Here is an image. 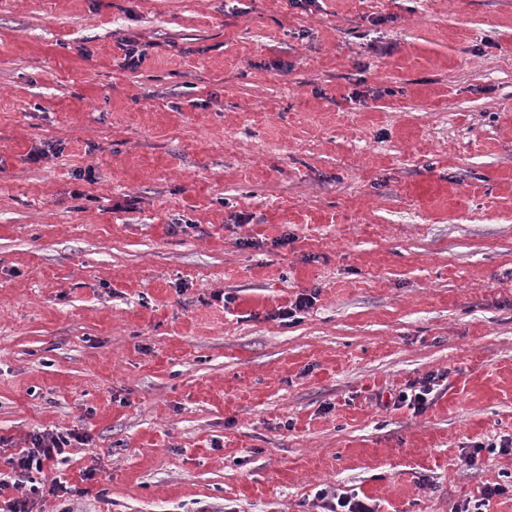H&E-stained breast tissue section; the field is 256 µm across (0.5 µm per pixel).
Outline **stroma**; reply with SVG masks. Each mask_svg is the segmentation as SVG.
Listing matches in <instances>:
<instances>
[{
  "mask_svg": "<svg viewBox=\"0 0 512 512\" xmlns=\"http://www.w3.org/2000/svg\"><path fill=\"white\" fill-rule=\"evenodd\" d=\"M55 428L40 512L512 484V0H0V438ZM436 379L438 377L431 374L418 383H411L406 388L410 392L401 390L396 396L395 404L397 403V406H407L417 415L423 413L427 407L428 396L433 392L436 385Z\"/></svg>",
  "mask_w": 512,
  "mask_h": 512,
  "instance_id": "1",
  "label": "stroma"
}]
</instances>
